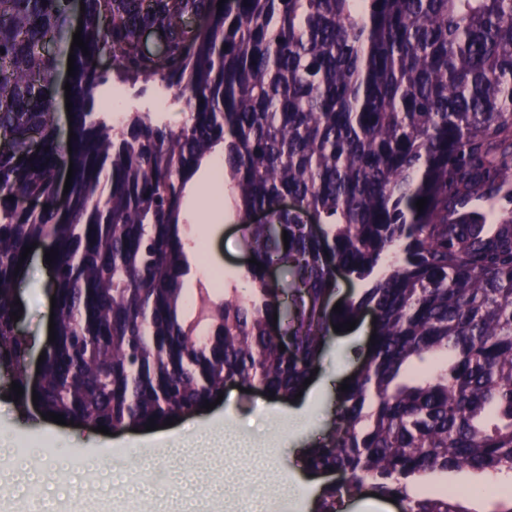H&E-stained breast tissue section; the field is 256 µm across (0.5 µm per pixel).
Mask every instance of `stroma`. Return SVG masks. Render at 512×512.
Here are the masks:
<instances>
[{"label": "stroma", "mask_w": 512, "mask_h": 512, "mask_svg": "<svg viewBox=\"0 0 512 512\" xmlns=\"http://www.w3.org/2000/svg\"><path fill=\"white\" fill-rule=\"evenodd\" d=\"M112 101L122 112H153L175 127L182 124L188 110L176 90L164 89L157 81L133 85L113 82ZM204 242L199 269L210 268L212 260H219L222 282L243 285L248 248L240 224H224L219 233L205 237ZM44 252V247H36L18 290L23 307L20 326L36 349L49 337L50 274ZM371 323V317H364L347 342L330 341L323 353L322 369L304 395L302 418L290 416L287 408L277 407L275 401L260 392L247 393L232 387L215 408L178 421L182 447H193L199 433L207 436L208 442L201 455L184 458L186 475L181 488L153 493L151 504L133 502L94 472L79 475L64 487L55 486L50 474H43V494L53 499L58 512H243L238 490L241 485L250 484L259 490L252 504L254 512H313L305 492L291 493L285 502L279 500L271 476L300 466L304 449L330 426L336 391L360 367ZM10 384V377L1 373L0 438L11 441L13 446L61 448L75 458L94 456L106 460L123 451L124 441L131 438L127 431L105 435L85 426L59 425L36 413L22 415L9 398ZM229 428L256 447L271 443L274 452L270 469H247L237 446L223 438Z\"/></svg>", "instance_id": "35a3bbf8"}]
</instances>
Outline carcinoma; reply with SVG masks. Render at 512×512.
Listing matches in <instances>:
<instances>
[{
	"instance_id": "1",
	"label": "carcinoma",
	"mask_w": 512,
	"mask_h": 512,
	"mask_svg": "<svg viewBox=\"0 0 512 512\" xmlns=\"http://www.w3.org/2000/svg\"><path fill=\"white\" fill-rule=\"evenodd\" d=\"M217 3L0 0V364L17 405L114 432L192 413L230 380L289 401L333 326L369 310L375 344L306 457L336 475L320 512L365 487L407 512H469L415 488L512 470V0ZM82 6L87 55L71 48ZM71 52L68 142L55 98ZM104 56L124 80L177 88L183 124L94 111ZM218 151L243 218L268 223L245 224L260 262L246 291L200 287L189 319L181 210ZM44 240L56 339L34 386L10 316L23 247ZM272 266L291 279L269 282ZM338 273L363 288L336 313ZM427 355L446 364L408 378Z\"/></svg>"
}]
</instances>
